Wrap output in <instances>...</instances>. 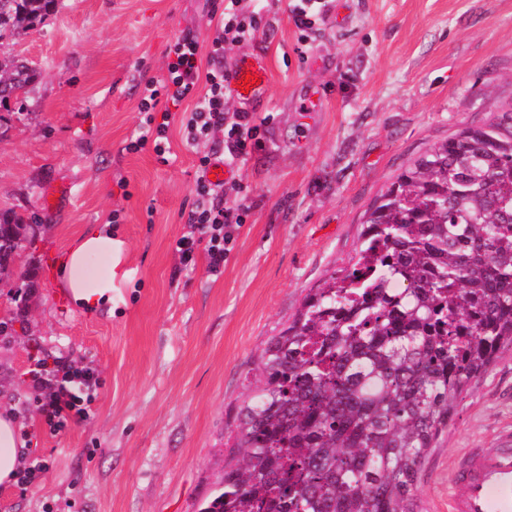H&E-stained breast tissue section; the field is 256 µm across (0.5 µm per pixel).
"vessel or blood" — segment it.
Segmentation results:
<instances>
[{"instance_id": "vessel-or-blood-1", "label": "vessel or blood", "mask_w": 512, "mask_h": 512, "mask_svg": "<svg viewBox=\"0 0 512 512\" xmlns=\"http://www.w3.org/2000/svg\"><path fill=\"white\" fill-rule=\"evenodd\" d=\"M230 82L244 100L261 94L268 67L260 58H242ZM454 492L448 512H512V444L470 457L453 475Z\"/></svg>"}]
</instances>
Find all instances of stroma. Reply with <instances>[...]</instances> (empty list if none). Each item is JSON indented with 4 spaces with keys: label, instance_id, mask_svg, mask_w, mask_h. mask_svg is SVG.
<instances>
[{
    "label": "stroma",
    "instance_id": "obj_1",
    "mask_svg": "<svg viewBox=\"0 0 512 512\" xmlns=\"http://www.w3.org/2000/svg\"><path fill=\"white\" fill-rule=\"evenodd\" d=\"M294 4L265 0L264 26L224 52L229 68L261 55L269 80L258 99L230 100L253 114L262 144L224 180L225 200L249 212L218 275L202 252L195 267L176 265L204 151L185 140L182 110L168 164L127 149L167 47L190 33L208 55L205 0H58L0 42V57L37 72L0 107V212L36 227L0 288L12 327L0 335V409L20 417L27 465L48 466L28 490L0 485V512H197L222 479L268 341L347 266L370 203L427 144L512 97V0H326L328 20L303 47ZM314 89L325 96L303 111ZM106 223L121 243L112 309L89 314L53 268ZM36 357L99 372L89 418L58 436L35 410ZM509 434L505 350L457 402L417 481V512H448L453 460Z\"/></svg>",
    "mask_w": 512,
    "mask_h": 512
}]
</instances>
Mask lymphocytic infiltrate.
Segmentation results:
<instances>
[{"label": "lymphocytic infiltrate", "instance_id": "lymphocytic-infiltrate-1", "mask_svg": "<svg viewBox=\"0 0 512 512\" xmlns=\"http://www.w3.org/2000/svg\"><path fill=\"white\" fill-rule=\"evenodd\" d=\"M263 22L261 9L244 12L240 0H223L211 42L208 66H201L199 44L185 35L169 47L165 54L166 75L162 80H147L138 110L144 113L142 132L133 143L139 149L152 145L159 163L169 161L171 153L169 128L172 107L186 100L194 106L182 120L189 142L204 144L195 171L196 202L188 214V224L209 238L206 259L208 269L220 274L224 269L225 245L236 225L244 223V204L224 202L223 184L213 182L209 173L215 162L234 166L244 162L259 147L260 130L250 113L228 111L224 93L230 85L229 71L224 68L227 45L246 40ZM31 385L38 392L37 411L51 434H59L69 423L90 416V390L99 385L95 368L62 362L34 359L29 371Z\"/></svg>", "mask_w": 512, "mask_h": 512}]
</instances>
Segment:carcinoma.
Returning a JSON list of instances; mask_svg holds the SVG:
<instances>
[{
  "label": "carcinoma",
  "mask_w": 512,
  "mask_h": 512,
  "mask_svg": "<svg viewBox=\"0 0 512 512\" xmlns=\"http://www.w3.org/2000/svg\"><path fill=\"white\" fill-rule=\"evenodd\" d=\"M57 0H0V41ZM0 103L35 73L0 59ZM350 266L272 337L239 457L199 512H415L458 399L512 349V99L430 145L365 211ZM27 224L0 214V256Z\"/></svg>",
  "instance_id": "cac0c4a2"
}]
</instances>
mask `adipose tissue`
<instances>
[{"label": "adipose tissue", "instance_id": "1", "mask_svg": "<svg viewBox=\"0 0 512 512\" xmlns=\"http://www.w3.org/2000/svg\"><path fill=\"white\" fill-rule=\"evenodd\" d=\"M118 251L119 243L111 230L98 227L86 230L67 249L59 261L58 275L73 305L92 313L111 304ZM95 257L107 258L110 269L106 276L93 280L85 276L84 271L89 260ZM23 448L17 418L8 411H0V484L16 481Z\"/></svg>", "mask_w": 512, "mask_h": 512}]
</instances>
